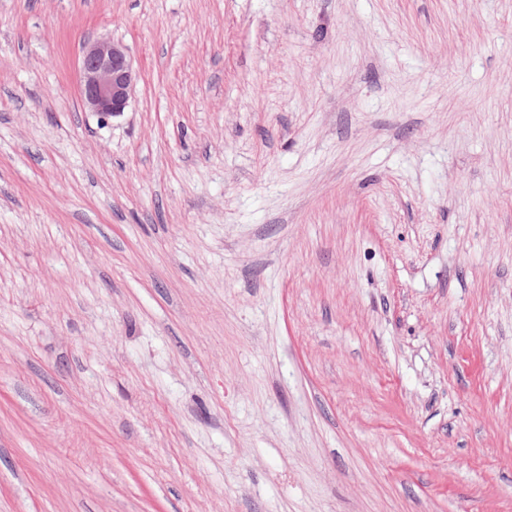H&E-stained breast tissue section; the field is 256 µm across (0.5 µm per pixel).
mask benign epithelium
Returning <instances> with one entry per match:
<instances>
[{
    "mask_svg": "<svg viewBox=\"0 0 512 512\" xmlns=\"http://www.w3.org/2000/svg\"><path fill=\"white\" fill-rule=\"evenodd\" d=\"M79 72L81 100L91 111L112 117L129 106L136 72L123 45L107 39L87 42Z\"/></svg>",
    "mask_w": 512,
    "mask_h": 512,
    "instance_id": "benign-epithelium-1",
    "label": "benign epithelium"
}]
</instances>
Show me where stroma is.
I'll return each mask as SVG.
<instances>
[{"mask_svg":"<svg viewBox=\"0 0 512 512\" xmlns=\"http://www.w3.org/2000/svg\"><path fill=\"white\" fill-rule=\"evenodd\" d=\"M0 512H512V0H0ZM79 72L81 100L91 111L112 117L129 106L137 76L123 45L107 39L88 41Z\"/></svg>","mask_w":512,"mask_h":512,"instance_id":"35a3bbf8","label":"stroma"}]
</instances>
